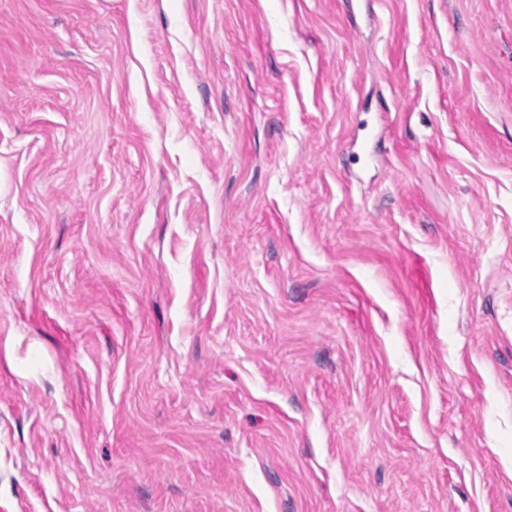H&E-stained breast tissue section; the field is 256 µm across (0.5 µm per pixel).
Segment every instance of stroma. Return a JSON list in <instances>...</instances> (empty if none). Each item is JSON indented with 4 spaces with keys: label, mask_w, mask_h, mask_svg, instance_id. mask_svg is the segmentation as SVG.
I'll use <instances>...</instances> for the list:
<instances>
[{
    "label": "stroma",
    "mask_w": 512,
    "mask_h": 512,
    "mask_svg": "<svg viewBox=\"0 0 512 512\" xmlns=\"http://www.w3.org/2000/svg\"><path fill=\"white\" fill-rule=\"evenodd\" d=\"M0 512H512V0H0Z\"/></svg>",
    "instance_id": "stroma-1"
}]
</instances>
